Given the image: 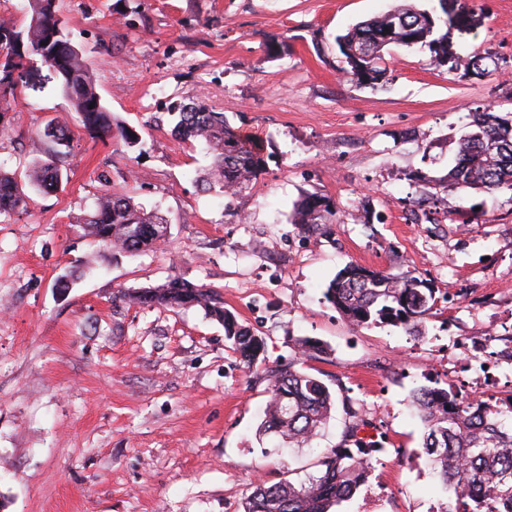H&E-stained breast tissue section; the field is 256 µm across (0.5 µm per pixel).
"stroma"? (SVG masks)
Here are the masks:
<instances>
[{"instance_id": "stroma-1", "label": "stroma", "mask_w": 512, "mask_h": 512, "mask_svg": "<svg viewBox=\"0 0 512 512\" xmlns=\"http://www.w3.org/2000/svg\"><path fill=\"white\" fill-rule=\"evenodd\" d=\"M439 0H61L107 107L139 146L89 134L41 62L13 96L0 161L18 182L42 157L50 120L68 124L62 186L26 188L0 217V512H243L257 480L317 473L347 412L386 449L367 486L335 512H428L453 503L422 450L410 405L419 387L456 388L458 336L512 331V191L441 193L473 115L512 112V0H448V55L390 46L389 81L372 89L340 70L336 35L403 4ZM492 51L490 75L466 64ZM203 105L260 135L271 158L252 188L203 190L205 146L173 132L176 104ZM111 188L169 219L160 248L117 253L78 225ZM336 203L326 231L292 222L303 194ZM464 210L449 222V205ZM353 263L431 280L422 337L356 327L325 299ZM68 275V287L59 284ZM180 276L220 293L266 342V363L323 342L308 360L338 403L309 446L260 434L267 383L249 372L202 309L115 302L117 291Z\"/></svg>"}]
</instances>
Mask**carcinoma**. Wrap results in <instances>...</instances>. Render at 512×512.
<instances>
[{
    "instance_id": "1",
    "label": "carcinoma",
    "mask_w": 512,
    "mask_h": 512,
    "mask_svg": "<svg viewBox=\"0 0 512 512\" xmlns=\"http://www.w3.org/2000/svg\"><path fill=\"white\" fill-rule=\"evenodd\" d=\"M27 15L38 13V22L19 28L11 18L0 19V30L17 35L21 51L16 66L34 58L52 57L65 72L63 90L72 99L84 127L102 138H120L128 147L139 144V134L105 105L96 90V77L74 44L61 18L59 0H27ZM437 18L428 10L404 5L362 21L336 36V45L347 67L341 72L361 83L384 82L382 51L391 44L427 45L444 58V37H434ZM489 51L476 53L468 71L483 77L489 73ZM175 132L182 139L203 142L215 152L213 165L203 182L218 186L229 195L250 188L268 166L270 154L263 139L232 126L224 113L204 106H178ZM474 130L459 143L454 164L448 169L443 189L458 193L467 189L493 194L512 190V118L492 111L474 114ZM49 145L44 157L26 165L29 184L40 191L55 190L63 177L68 146V127L57 122L44 131ZM26 206V196L14 177L0 169V216H9ZM336 221L331 198L311 193L295 206L291 223L310 232ZM80 223L94 239L119 253L152 250L166 238L169 220L157 211H146L125 194L104 190L91 213ZM327 301L356 326L389 324L418 336L435 304V289L414 275L393 276L381 270L348 264L330 281ZM118 299L147 307H199L224 327V338L247 368H260L268 380L269 399L259 432L274 435L288 444L308 443L331 417L335 398L321 379L305 371V363L325 353L317 340L305 338L297 346L295 359L286 365L266 366L263 337L224 308L220 295L202 285L174 277L159 286L118 292ZM411 402L425 425L423 448L428 462L443 485L472 499L469 512H498L504 501L512 503V423L509 410L489 400L476 403L450 390L420 387ZM358 425L345 424L341 444L321 457L323 470L304 479H284L274 484L260 480L243 505V512H331L350 499L367 480L373 462L359 457L354 448L364 445Z\"/></svg>"
}]
</instances>
